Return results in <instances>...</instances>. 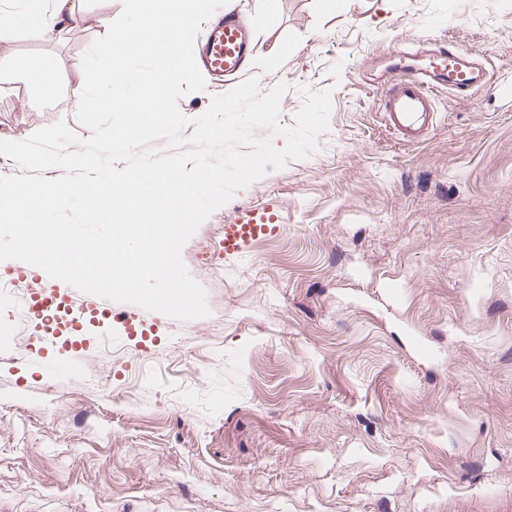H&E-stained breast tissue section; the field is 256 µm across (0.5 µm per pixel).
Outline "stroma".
<instances>
[{
	"label": "stroma",
	"instance_id": "obj_1",
	"mask_svg": "<svg viewBox=\"0 0 512 512\" xmlns=\"http://www.w3.org/2000/svg\"><path fill=\"white\" fill-rule=\"evenodd\" d=\"M246 75L331 90L318 152L214 211L182 249L207 292L187 322L125 304L16 350L0 340V512H512V101L436 97L408 145L379 112L395 50L459 43L512 72V0H229ZM121 0L0 44V140L57 120L80 138L81 58ZM48 56L57 100L17 63ZM273 208L240 260L219 225ZM398 280L400 300L382 286ZM425 345L429 356H420Z\"/></svg>",
	"mask_w": 512,
	"mask_h": 512
}]
</instances>
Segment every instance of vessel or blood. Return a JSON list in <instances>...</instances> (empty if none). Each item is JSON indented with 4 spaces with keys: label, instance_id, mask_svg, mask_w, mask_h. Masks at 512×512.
<instances>
[{
    "label": "vessel or blood",
    "instance_id": "obj_1",
    "mask_svg": "<svg viewBox=\"0 0 512 512\" xmlns=\"http://www.w3.org/2000/svg\"><path fill=\"white\" fill-rule=\"evenodd\" d=\"M254 49V37L239 11L223 10L207 28L197 63L208 76L220 79L239 72ZM416 56L417 64L400 67L385 83L379 104L387 128L405 143L418 144L426 139L433 126L439 90L462 100L477 86L488 84L496 93L512 94V79L493 81L487 60L465 46L439 44L417 51ZM276 229L272 212L264 208L245 210L236 223L225 225L221 250L225 258L237 259ZM41 283V290L29 297L23 310L42 321L54 320L63 304L77 320L100 303L99 297L77 295L65 282L45 277Z\"/></svg>",
    "mask_w": 512,
    "mask_h": 512
}]
</instances>
